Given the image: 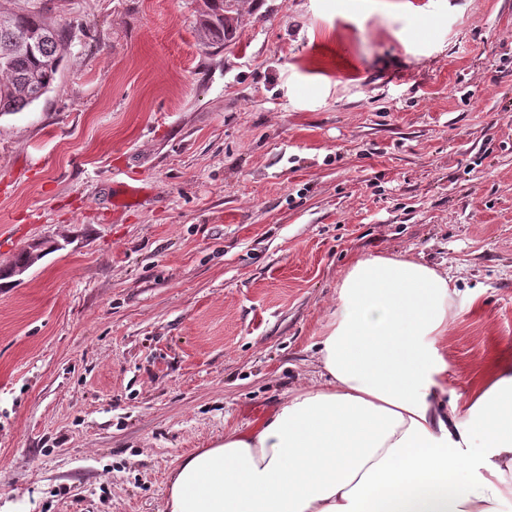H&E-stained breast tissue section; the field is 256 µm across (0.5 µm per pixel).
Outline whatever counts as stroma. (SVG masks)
Wrapping results in <instances>:
<instances>
[{
	"mask_svg": "<svg viewBox=\"0 0 512 512\" xmlns=\"http://www.w3.org/2000/svg\"><path fill=\"white\" fill-rule=\"evenodd\" d=\"M70 41L0 116V512H164L267 419L358 255L448 273V389L512 357V0H0ZM142 188L114 209L121 185ZM231 0H205L204 4L207 10L202 14L201 32L203 34L204 44L211 47L213 45L224 44V11L228 13L233 4ZM225 9V10H224Z\"/></svg>",
	"mask_w": 512,
	"mask_h": 512,
	"instance_id": "stroma-1",
	"label": "stroma"
}]
</instances>
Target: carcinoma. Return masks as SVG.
<instances>
[{
	"instance_id": "carcinoma-1",
	"label": "carcinoma",
	"mask_w": 512,
	"mask_h": 512,
	"mask_svg": "<svg viewBox=\"0 0 512 512\" xmlns=\"http://www.w3.org/2000/svg\"><path fill=\"white\" fill-rule=\"evenodd\" d=\"M200 23L204 44L224 45V11L231 0H204ZM27 32L43 34L34 49L0 57V115L20 112L39 101L52 88L67 46L64 31L50 29L40 16H18L0 9V46Z\"/></svg>"
}]
</instances>
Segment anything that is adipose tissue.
<instances>
[{
  "label": "adipose tissue",
  "instance_id": "1",
  "mask_svg": "<svg viewBox=\"0 0 512 512\" xmlns=\"http://www.w3.org/2000/svg\"><path fill=\"white\" fill-rule=\"evenodd\" d=\"M447 272L356 258L313 355L316 380L258 429L180 458L165 512H503L512 361L448 396Z\"/></svg>",
  "mask_w": 512,
  "mask_h": 512
}]
</instances>
